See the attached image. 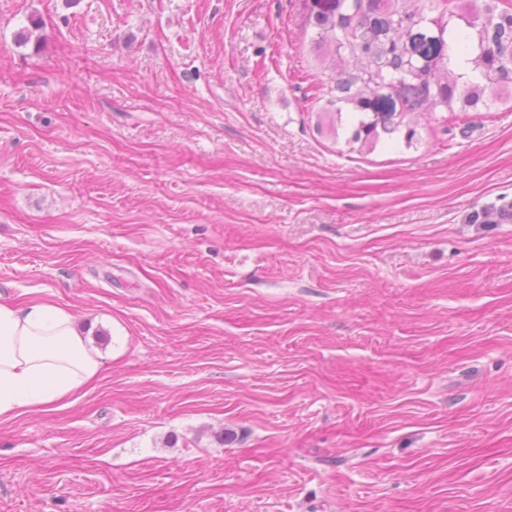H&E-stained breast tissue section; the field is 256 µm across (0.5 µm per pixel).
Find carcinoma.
<instances>
[{"instance_id": "1", "label": "carcinoma", "mask_w": 512, "mask_h": 512, "mask_svg": "<svg viewBox=\"0 0 512 512\" xmlns=\"http://www.w3.org/2000/svg\"><path fill=\"white\" fill-rule=\"evenodd\" d=\"M331 6L303 20L314 29L319 63L335 76L336 99L328 111L357 115L348 142L361 151L375 148L382 134L403 125V115L442 108L478 111L512 103V16L500 0H454L440 8L435 0H330ZM429 22L441 34L435 69L423 68L398 52L406 29ZM390 87L403 100L399 112L378 123L365 105L374 92Z\"/></svg>"}]
</instances>
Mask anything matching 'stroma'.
I'll use <instances>...</instances> for the list:
<instances>
[{"instance_id": "obj_1", "label": "stroma", "mask_w": 512, "mask_h": 512, "mask_svg": "<svg viewBox=\"0 0 512 512\" xmlns=\"http://www.w3.org/2000/svg\"><path fill=\"white\" fill-rule=\"evenodd\" d=\"M302 14L0 0V296L122 347L0 512H512V108L358 150Z\"/></svg>"}]
</instances>
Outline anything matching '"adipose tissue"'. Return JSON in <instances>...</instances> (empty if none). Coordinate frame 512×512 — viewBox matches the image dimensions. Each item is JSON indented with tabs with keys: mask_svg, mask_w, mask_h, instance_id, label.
Returning <instances> with one entry per match:
<instances>
[{
	"mask_svg": "<svg viewBox=\"0 0 512 512\" xmlns=\"http://www.w3.org/2000/svg\"><path fill=\"white\" fill-rule=\"evenodd\" d=\"M102 367V354L67 308L46 299L0 300V421L77 399Z\"/></svg>",
	"mask_w": 512,
	"mask_h": 512,
	"instance_id": "ef3b65f1",
	"label": "adipose tissue"
}]
</instances>
